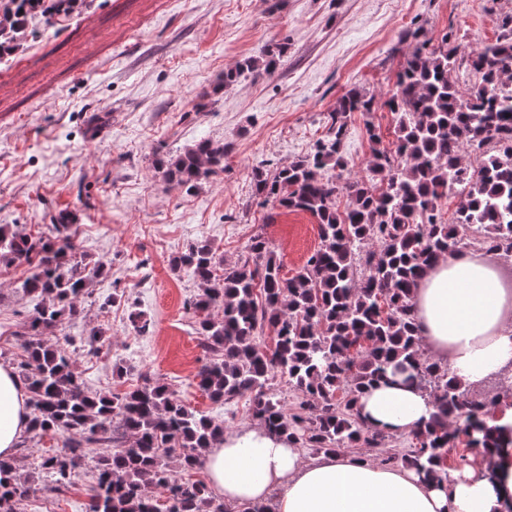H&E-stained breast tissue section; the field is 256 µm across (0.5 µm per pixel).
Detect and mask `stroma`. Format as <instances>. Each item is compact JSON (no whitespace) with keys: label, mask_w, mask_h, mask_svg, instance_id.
Returning a JSON list of instances; mask_svg holds the SVG:
<instances>
[{"label":"stroma","mask_w":512,"mask_h":512,"mask_svg":"<svg viewBox=\"0 0 512 512\" xmlns=\"http://www.w3.org/2000/svg\"><path fill=\"white\" fill-rule=\"evenodd\" d=\"M510 9L512 0H86L69 17H33L27 41L0 62V224L37 232L70 214L80 251L111 269L89 281L78 317L45 330L43 342L93 343L72 356L89 392L124 393L148 374L225 430L252 425L248 398L228 413L197 385L212 354L188 308L197 285L173 257L207 239L232 265L260 234L283 274H295L319 247V226L309 213L262 204L255 169L309 154L347 90L383 98L411 49L403 30L471 50L494 39L497 14ZM274 43L287 46L275 73L224 85L226 69ZM373 129L393 141L380 103L348 122L343 178L364 175ZM201 139L224 141L223 173L189 191L156 168V158ZM27 275L0 265V366L12 369L32 309L20 288ZM137 313L151 319L148 333L135 330ZM64 441L31 434L17 449L30 487L23 512H85L92 457L78 460L64 493L38 467Z\"/></svg>","instance_id":"35a3bbf8"}]
</instances>
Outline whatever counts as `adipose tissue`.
<instances>
[{
  "mask_svg": "<svg viewBox=\"0 0 512 512\" xmlns=\"http://www.w3.org/2000/svg\"><path fill=\"white\" fill-rule=\"evenodd\" d=\"M420 344L451 375L475 388L512 384V285L499 266L463 252L440 258L413 296ZM369 428L395 435L424 426L433 397L400 384L360 399ZM26 392L0 366V459L12 458L28 427ZM476 465L436 483L414 468L340 453L305 459L286 437L262 427L225 433L202 456L210 485L231 507L269 512H504L512 500V448H481Z\"/></svg>",
  "mask_w": 512,
  "mask_h": 512,
  "instance_id": "1",
  "label": "adipose tissue"
}]
</instances>
